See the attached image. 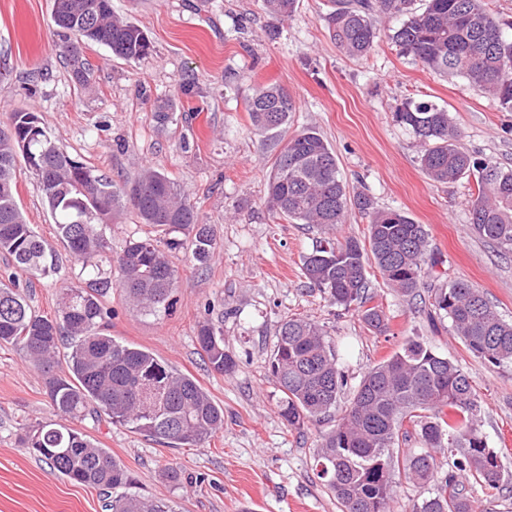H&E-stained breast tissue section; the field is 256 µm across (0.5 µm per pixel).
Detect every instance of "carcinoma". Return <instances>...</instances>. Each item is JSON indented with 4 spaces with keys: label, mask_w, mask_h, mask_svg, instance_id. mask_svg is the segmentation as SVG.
I'll return each instance as SVG.
<instances>
[{
    "label": "carcinoma",
    "mask_w": 512,
    "mask_h": 512,
    "mask_svg": "<svg viewBox=\"0 0 512 512\" xmlns=\"http://www.w3.org/2000/svg\"><path fill=\"white\" fill-rule=\"evenodd\" d=\"M325 21L341 52L368 55L379 38L373 17L398 18L389 38L423 67L464 79L512 112V36L489 9L487 0H331ZM297 0H262V9L290 19ZM53 17L66 68L74 84H89L92 69L84 54L90 43L137 60L151 42L135 23L112 10V0H53ZM295 101L279 85H263L247 100L252 126L279 135ZM396 122L412 131L423 150L422 169L435 182H454L474 173L477 195L470 226L481 238L512 250V169L477 159L458 146L459 131L448 109L429 100L407 98ZM24 161L39 180L43 203L56 238L79 266L73 280L57 289L52 317L35 314L20 277L58 279L59 252L28 224L17 202L16 169ZM265 204L274 215L295 224H314L324 232L345 223L354 208L370 218L368 245L353 237H325L304 257L302 272L329 302L354 310L370 329L387 330L386 316L365 297L367 268L375 266L388 287L413 296L428 275V233L405 212L379 209L363 192L348 195L336 154L322 135L306 129L276 154L266 182ZM131 210L139 223L163 237L128 240L120 252L102 226ZM190 243L191 258L204 267L217 249L212 225L200 221L197 207L167 173L145 168L122 186L98 168L61 149L35 112L10 114L0 129V254L12 271L0 278V345L19 348L24 359L46 375L50 405L64 424L42 422L28 428L23 444L70 482L97 487L109 498L110 512H174L161 499L126 491V468L73 423L99 413L159 444L197 447L224 429V409L191 376L150 350L117 341L108 332L111 312L103 299L117 289L141 311L166 314L172 306L178 271L171 253ZM433 306L448 316L467 349L494 367L512 366V323L504 320L480 289L451 282L434 292ZM196 341L211 371H235L224 350L223 321L198 322ZM65 361L69 376L55 369ZM269 372L282 393L280 414L289 428L319 421L336 407L347 380L324 326L302 317L279 326ZM470 378L448 358L410 340L389 358L370 367L336 427L322 435L318 477L335 496L341 512H391L396 476L435 480L434 449L448 442L462 449L434 492L413 512H472L464 480L490 486L502 479L497 455L488 448L476 418ZM413 431L403 429L404 422ZM422 448L401 459L393 448L411 434ZM123 492L112 495V491Z\"/></svg>",
    "instance_id": "1"
}]
</instances>
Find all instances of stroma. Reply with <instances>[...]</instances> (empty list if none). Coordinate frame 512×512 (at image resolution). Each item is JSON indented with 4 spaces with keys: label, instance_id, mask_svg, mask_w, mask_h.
I'll list each match as a JSON object with an SVG mask.
<instances>
[{
    "label": "stroma",
    "instance_id": "1",
    "mask_svg": "<svg viewBox=\"0 0 512 512\" xmlns=\"http://www.w3.org/2000/svg\"><path fill=\"white\" fill-rule=\"evenodd\" d=\"M53 0H0V127L17 109L35 112L60 147L115 180H134L153 165L175 179L213 225L218 248L208 267L173 252L179 272L174 309L145 314L112 292L110 331L194 377L224 409V428L205 445L170 448L112 425L81 429L108 449L133 478L132 492L163 499L176 512H339L317 476L315 454L367 370L415 339L448 357L470 378L481 431L497 456L498 487L467 480L474 512H512V367H495L467 350L450 320L432 314L429 288L464 280L479 288L512 322V251L470 228L474 176L432 181L420 165L414 134L396 122L405 98L447 107L459 144L474 157L512 168V112L462 78L446 77L403 54L386 31L397 19L377 18L381 36L368 56L351 59L333 42L324 16L328 0H297L281 23L260 0H112L115 13L148 35L151 52L137 60L103 45L84 50L94 72L75 87L63 65ZM288 89L296 110L286 135L320 132L336 154L350 191L383 208L408 213L429 233V288L405 296L377 270L368 295L388 329H368L352 311L331 305L309 287L303 259L323 236L319 227L275 219L264 202L265 182L282 139L256 132L246 102L261 85ZM169 104L166 127L157 105ZM18 203L30 224L56 244L54 224L37 176L17 167ZM222 319L233 373L210 371L196 341L205 316ZM303 316L324 325L347 379L335 409L320 422L289 429L282 394L268 371L281 320ZM41 371L18 347L0 346V512H106L99 489L71 483L23 448L26 426L56 422ZM181 473L179 482L167 467Z\"/></svg>",
    "mask_w": 512,
    "mask_h": 512
}]
</instances>
